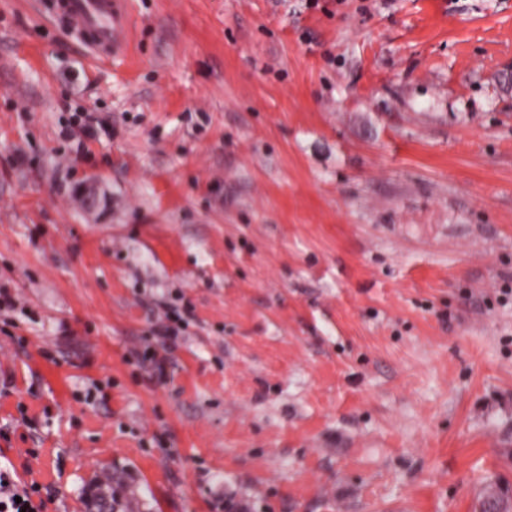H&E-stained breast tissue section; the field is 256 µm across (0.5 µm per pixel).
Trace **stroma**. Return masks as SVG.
Listing matches in <instances>:
<instances>
[{"mask_svg": "<svg viewBox=\"0 0 512 512\" xmlns=\"http://www.w3.org/2000/svg\"><path fill=\"white\" fill-rule=\"evenodd\" d=\"M130 8L103 60L0 0L14 479L44 512H512V0ZM183 322L184 319L179 313H167L165 320L154 329L153 336L164 343L166 341L174 342L180 336Z\"/></svg>", "mask_w": 512, "mask_h": 512, "instance_id": "35a3bbf8", "label": "stroma"}]
</instances>
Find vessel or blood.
Wrapping results in <instances>:
<instances>
[{
    "mask_svg": "<svg viewBox=\"0 0 512 512\" xmlns=\"http://www.w3.org/2000/svg\"><path fill=\"white\" fill-rule=\"evenodd\" d=\"M125 0H51L74 37L98 56L121 55L128 44L130 16Z\"/></svg>",
    "mask_w": 512,
    "mask_h": 512,
    "instance_id": "obj_1",
    "label": "vessel or blood"
}]
</instances>
